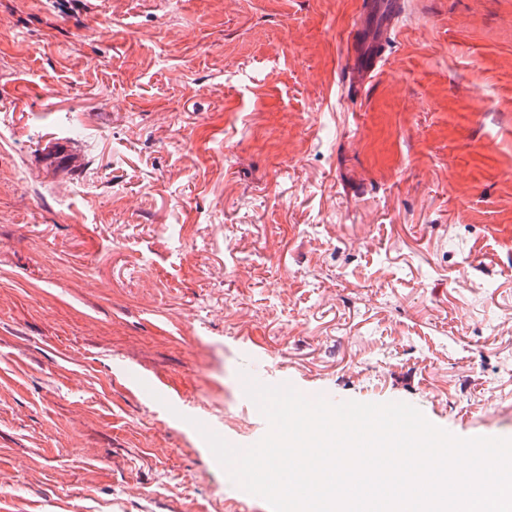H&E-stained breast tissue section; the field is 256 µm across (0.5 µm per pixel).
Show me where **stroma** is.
Listing matches in <instances>:
<instances>
[{"mask_svg":"<svg viewBox=\"0 0 512 512\" xmlns=\"http://www.w3.org/2000/svg\"><path fill=\"white\" fill-rule=\"evenodd\" d=\"M368 2L0 0V497L270 512L199 432L254 365L512 438V0H400L355 92ZM380 57L381 55L374 56L372 54L365 56L355 54L352 56V68L348 70L352 78L350 88L353 86V89L357 90L371 78ZM44 155L49 157L50 161L62 163L71 166L79 165V159L71 149L69 138L54 136L48 139L44 145Z\"/></svg>","mask_w":512,"mask_h":512,"instance_id":"35a3bbf8","label":"stroma"}]
</instances>
